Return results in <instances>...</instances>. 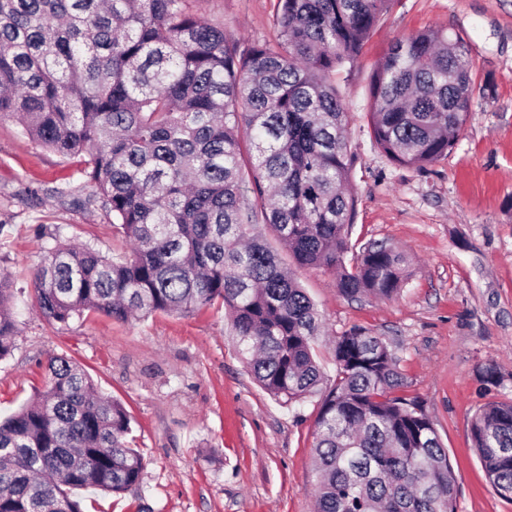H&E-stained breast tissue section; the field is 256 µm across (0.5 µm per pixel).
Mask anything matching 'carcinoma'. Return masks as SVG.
<instances>
[{
    "label": "carcinoma",
    "mask_w": 512,
    "mask_h": 512,
    "mask_svg": "<svg viewBox=\"0 0 512 512\" xmlns=\"http://www.w3.org/2000/svg\"><path fill=\"white\" fill-rule=\"evenodd\" d=\"M393 0H277L274 44L228 35L186 0H0V118L62 157L84 158L86 204L112 214L131 255L113 260L54 235L34 274L36 306L67 322L126 321L215 303L256 382L291 404L321 394L313 512H456L457 478L433 421L395 392L388 345L332 340L322 390L315 304L257 227L343 297L391 299L408 278L384 243L347 267L356 197L348 115L333 80ZM469 47L430 28L394 42L370 83L369 134L394 163L448 157L471 112ZM13 282L0 276V359L13 349ZM124 406L73 360L0 421V512H82L72 489L122 494L143 457ZM470 437L512 501V400L475 412Z\"/></svg>",
    "instance_id": "carcinoma-1"
}]
</instances>
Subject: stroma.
<instances>
[{
  "label": "stroma",
  "mask_w": 512,
  "mask_h": 512,
  "mask_svg": "<svg viewBox=\"0 0 512 512\" xmlns=\"http://www.w3.org/2000/svg\"><path fill=\"white\" fill-rule=\"evenodd\" d=\"M276 0H188L227 34L275 42ZM427 28L470 46L475 91L454 152L418 171L368 134L369 86L395 39ZM348 113L356 212L347 265L364 244L395 246L410 276L391 300L341 296L332 274H295L332 335L360 328L397 360L403 397L433 421L457 477L458 512H512L470 439L475 412L512 399V0H393L362 55L336 75ZM68 159L0 119V274L14 282V349L0 360V420L41 389L49 359L67 356L126 408L144 459L123 495L78 490L85 512H312L313 433L321 397L276 401L253 379L221 305L122 322L97 312L59 323L34 307L32 273L49 233L128 255L100 206L60 202L92 191Z\"/></svg>",
  "instance_id": "obj_1"
}]
</instances>
